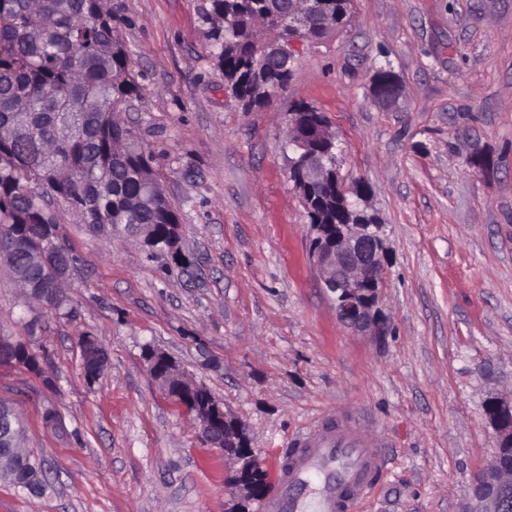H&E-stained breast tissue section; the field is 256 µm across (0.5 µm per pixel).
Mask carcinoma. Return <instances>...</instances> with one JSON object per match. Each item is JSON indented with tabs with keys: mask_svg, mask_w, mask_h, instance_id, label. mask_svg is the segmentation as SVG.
Instances as JSON below:
<instances>
[{
	"mask_svg": "<svg viewBox=\"0 0 512 512\" xmlns=\"http://www.w3.org/2000/svg\"><path fill=\"white\" fill-rule=\"evenodd\" d=\"M315 5L336 30L353 20V0ZM204 18L213 65L244 109L287 88L291 71L266 53V36L288 38V0H209ZM138 96L110 0H0V243L46 241L44 258L20 250L9 268L49 279L47 262L70 253L60 235L68 213L93 232L145 224L170 241L176 211L158 193L151 153L119 118ZM293 112L312 151L336 165V138L316 137L330 125L325 113L304 101ZM310 204L309 223L341 220L336 187L314 189Z\"/></svg>",
	"mask_w": 512,
	"mask_h": 512,
	"instance_id": "carcinoma-1",
	"label": "carcinoma"
}]
</instances>
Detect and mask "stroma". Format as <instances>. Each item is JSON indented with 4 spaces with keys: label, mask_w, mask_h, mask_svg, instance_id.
Wrapping results in <instances>:
<instances>
[{
    "label": "stroma",
    "mask_w": 512,
    "mask_h": 512,
    "mask_svg": "<svg viewBox=\"0 0 512 512\" xmlns=\"http://www.w3.org/2000/svg\"><path fill=\"white\" fill-rule=\"evenodd\" d=\"M207 4L112 0L140 86L126 118L177 211V255L65 216L79 262L57 312L0 263V336L40 363H0V401L51 479L39 495L0 482V512H224V459L162 398L149 347L245 424L266 469L323 411L354 408L390 453L359 512H463L495 450L485 402L512 392V0H354L352 24L298 43L287 89L249 110L211 61ZM380 64L402 86L391 107L371 96ZM301 100L372 188L389 247L378 340L337 320L308 261L284 149ZM82 335L108 353L93 383Z\"/></svg>",
    "instance_id": "obj_1"
}]
</instances>
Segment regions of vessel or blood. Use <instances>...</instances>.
<instances>
[{
    "label": "vessel or blood",
    "instance_id": "obj_1",
    "mask_svg": "<svg viewBox=\"0 0 512 512\" xmlns=\"http://www.w3.org/2000/svg\"><path fill=\"white\" fill-rule=\"evenodd\" d=\"M387 449L359 416L324 411L277 458L278 480L262 512H357L387 467Z\"/></svg>",
    "mask_w": 512,
    "mask_h": 512
}]
</instances>
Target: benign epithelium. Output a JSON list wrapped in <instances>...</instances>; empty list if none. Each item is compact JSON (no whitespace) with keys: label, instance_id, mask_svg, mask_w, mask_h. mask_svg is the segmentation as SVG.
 Here are the masks:
<instances>
[{"label":"benign epithelium","instance_id":"benign-epithelium-1","mask_svg":"<svg viewBox=\"0 0 512 512\" xmlns=\"http://www.w3.org/2000/svg\"><path fill=\"white\" fill-rule=\"evenodd\" d=\"M312 24H323L314 0H298L297 9L288 12V28L303 32ZM324 170L322 158L312 155L306 159V168L300 172L295 187L303 208H310L304 188ZM350 193L349 179L336 171V195L345 199L350 208L341 224L309 225L310 262L334 304L338 321L355 334L383 336L388 323L379 300L388 270L386 237L382 224L360 223V211H373L370 197L359 201L350 198ZM73 269L71 257L60 252L52 280L32 287L44 308L53 310L58 306V285L68 281ZM81 354L86 372L97 374L107 365L105 349L93 336L83 338ZM144 358L161 395L191 403L190 420L205 442L224 456L233 487L226 512H249V504L268 491L269 475L252 448L244 425L165 353L148 348ZM486 407L497 448L473 479L466 512H512V395L492 397Z\"/></svg>","mask_w":512,"mask_h":512}]
</instances>
